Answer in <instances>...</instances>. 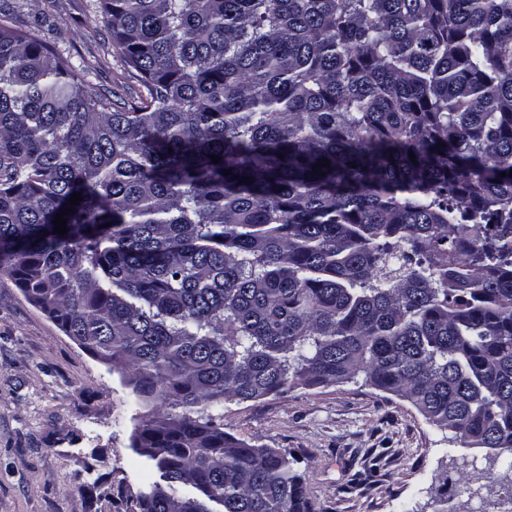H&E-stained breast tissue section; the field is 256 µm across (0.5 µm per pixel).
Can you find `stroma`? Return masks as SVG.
<instances>
[{
  "label": "stroma",
  "mask_w": 512,
  "mask_h": 512,
  "mask_svg": "<svg viewBox=\"0 0 512 512\" xmlns=\"http://www.w3.org/2000/svg\"><path fill=\"white\" fill-rule=\"evenodd\" d=\"M116 104L144 89L112 47L99 0H0ZM143 407L122 376L0 275V512H134L153 470L131 446ZM224 429L292 453L316 512H492L512 473L407 401L363 381L224 405ZM472 475L459 486L460 475Z\"/></svg>",
  "instance_id": "35a3bbf8"
}]
</instances>
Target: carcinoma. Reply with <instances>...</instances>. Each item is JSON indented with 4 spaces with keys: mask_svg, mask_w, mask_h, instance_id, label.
<instances>
[{
    "mask_svg": "<svg viewBox=\"0 0 512 512\" xmlns=\"http://www.w3.org/2000/svg\"><path fill=\"white\" fill-rule=\"evenodd\" d=\"M102 18L124 110L0 17V274L151 407L136 512H315L224 403L359 376L512 455V0Z\"/></svg>",
    "mask_w": 512,
    "mask_h": 512,
    "instance_id": "obj_1",
    "label": "carcinoma"
}]
</instances>
